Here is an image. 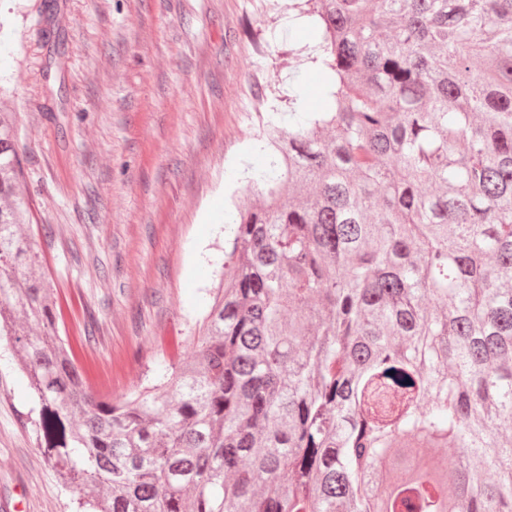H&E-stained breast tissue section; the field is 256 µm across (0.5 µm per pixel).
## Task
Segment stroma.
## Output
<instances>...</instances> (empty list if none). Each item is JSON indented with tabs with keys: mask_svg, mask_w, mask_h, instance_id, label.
I'll use <instances>...</instances> for the list:
<instances>
[{
	"mask_svg": "<svg viewBox=\"0 0 512 512\" xmlns=\"http://www.w3.org/2000/svg\"><path fill=\"white\" fill-rule=\"evenodd\" d=\"M0 20V112L17 117L42 270L70 303L59 334L93 327L79 362L94 392L152 386L219 283L221 187L243 194L248 146L288 122L292 86L319 106V65L291 54L310 20L288 0H0ZM12 345L0 337V512H75Z\"/></svg>",
	"mask_w": 512,
	"mask_h": 512,
	"instance_id": "obj_1",
	"label": "stroma"
}]
</instances>
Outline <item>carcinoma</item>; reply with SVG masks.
<instances>
[{
  "mask_svg": "<svg viewBox=\"0 0 512 512\" xmlns=\"http://www.w3.org/2000/svg\"><path fill=\"white\" fill-rule=\"evenodd\" d=\"M294 7L326 104L267 123L195 357L151 391L95 394L59 336L0 112V332L76 512H512V0Z\"/></svg>",
  "mask_w": 512,
  "mask_h": 512,
  "instance_id": "carcinoma-1",
  "label": "carcinoma"
}]
</instances>
